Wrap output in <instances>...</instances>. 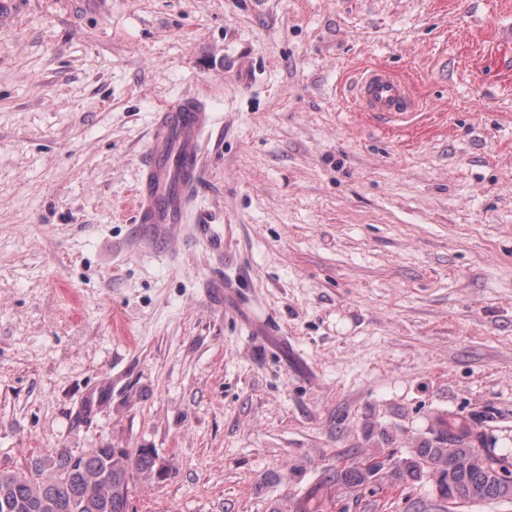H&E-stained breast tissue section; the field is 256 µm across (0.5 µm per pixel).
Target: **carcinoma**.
Returning a JSON list of instances; mask_svg holds the SVG:
<instances>
[{
	"mask_svg": "<svg viewBox=\"0 0 512 512\" xmlns=\"http://www.w3.org/2000/svg\"><path fill=\"white\" fill-rule=\"evenodd\" d=\"M156 457L148 448L135 453L103 448L74 453L57 450L29 462L27 471L0 470V512H129L132 472L150 475ZM381 468L348 467L327 473L331 487L356 492ZM439 475L440 496L448 501L442 512H456L471 504L512 500V461L489 448H460L441 430L434 442L411 451L394 468L396 480Z\"/></svg>",
	"mask_w": 512,
	"mask_h": 512,
	"instance_id": "cac0c4a2",
	"label": "carcinoma"
}]
</instances>
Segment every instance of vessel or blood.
Returning <instances> with one entry per match:
<instances>
[{
  "label": "vessel or blood",
  "instance_id": "b4317fda",
  "mask_svg": "<svg viewBox=\"0 0 512 512\" xmlns=\"http://www.w3.org/2000/svg\"><path fill=\"white\" fill-rule=\"evenodd\" d=\"M354 99L362 110L389 120L418 107L409 84L381 66L365 71ZM215 124L208 102L194 95L180 96L154 113L130 199L136 223L152 237L170 236L186 223L203 179L206 146Z\"/></svg>",
  "mask_w": 512,
  "mask_h": 512
}]
</instances>
